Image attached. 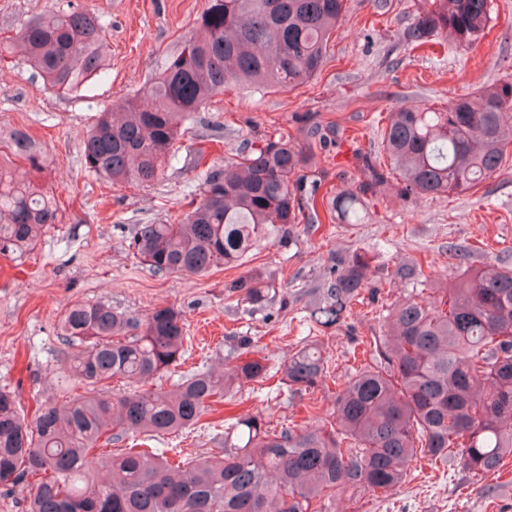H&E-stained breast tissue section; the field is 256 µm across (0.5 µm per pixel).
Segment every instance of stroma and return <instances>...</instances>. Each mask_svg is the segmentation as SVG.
<instances>
[{
  "mask_svg": "<svg viewBox=\"0 0 512 512\" xmlns=\"http://www.w3.org/2000/svg\"><path fill=\"white\" fill-rule=\"evenodd\" d=\"M58 0H0V38L42 15ZM207 0H70L99 18L105 29L104 69L81 90L45 89L41 75L21 53L0 59V131L19 128L40 142L51 165L37 180L59 203L58 219L26 251L0 254V387L15 391L24 413L35 398L63 403L72 348L58 328L74 302L102 301L146 316L170 306L186 323L185 355L179 371L201 365L219 369L237 339L251 337L274 377L288 358L318 339L337 381L354 373L372 337L387 330V315L409 296L455 284L463 270L449 246L483 244L486 252L512 248V160L473 190L452 198L405 199L396 183L369 201L360 224H300L286 247L269 245L253 255L248 269L274 274L280 288L266 308L252 310L225 286L237 268L218 267L205 276L158 275L128 250L143 224L174 222L188 193L201 182L188 149L218 137L211 159L235 161L244 142L283 133L309 147L304 186L319 195L353 190L363 179L357 160L377 140L393 106L438 108L481 85L512 80V0H491L492 28L474 48L455 45L411 52L404 32L420 0H349L330 36L321 72L291 91L225 89L190 124L177 160L151 186L111 184L89 174L82 140L98 112L149 85L165 57L193 28ZM362 250L371 255L369 283L350 319L341 327L316 330L306 321L310 291L326 287L339 259ZM427 255V282L394 278L396 265ZM164 373L172 387L178 373ZM316 409L274 387L242 388L227 395L216 414L231 418L261 414L272 425L327 422L334 391L317 390ZM331 512H512V457L498 472L476 479L458 466L422 457L413 461L394 491L351 495L339 491Z\"/></svg>",
  "mask_w": 512,
  "mask_h": 512,
  "instance_id": "1",
  "label": "stroma"
}]
</instances>
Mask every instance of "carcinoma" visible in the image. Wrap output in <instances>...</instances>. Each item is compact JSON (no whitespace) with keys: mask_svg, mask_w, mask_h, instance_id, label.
I'll return each instance as SVG.
<instances>
[{"mask_svg":"<svg viewBox=\"0 0 512 512\" xmlns=\"http://www.w3.org/2000/svg\"><path fill=\"white\" fill-rule=\"evenodd\" d=\"M406 31L410 49L432 50L451 38L467 51L485 36L490 0H429ZM348 0H208L195 27L163 62L155 81L126 100L124 112H98L83 143L87 171L113 182L148 186L178 154L186 124L224 88L294 89L322 69L330 34ZM104 30L88 12L58 6L15 29L0 53L20 48L46 85L68 92L102 69ZM10 153L42 173L47 158L22 130L3 137ZM512 145V82L481 87L446 108L389 110L376 155H362L365 180L323 206L330 224H359L368 198L393 179L400 195L465 193L506 163ZM386 161H381V158ZM201 144L192 164L205 175L175 224H146L130 247L158 274L203 276L241 267L253 252L292 238L317 190L291 181L307 164L281 135L245 145L223 168L207 163ZM52 196L34 181L17 182L0 162V253L32 244L55 223ZM431 264L396 267L427 279ZM369 261L343 259L327 287L306 304L316 326L346 323L366 288ZM261 309L275 276L249 272L228 285ZM61 335L81 349L67 357L84 393L62 406L37 402L22 415L16 395L0 389V481L24 484L25 512H329L337 490L383 493L424 454L458 462L475 475L496 473L512 456V262L496 257L429 298L397 304L388 331L370 341L369 362L336 385L330 427L277 431L245 415L227 427L217 452L176 460L155 442L188 429L237 388L270 380L266 358L250 340L220 371L196 370L172 391L145 384L184 355L182 314L172 307L145 318L104 302H76ZM125 390L112 392L113 380ZM334 379L311 343L286 364L280 385L316 409L312 394ZM137 441L117 454L103 445Z\"/></svg>","mask_w":512,"mask_h":512,"instance_id":"obj_1","label":"carcinoma"}]
</instances>
